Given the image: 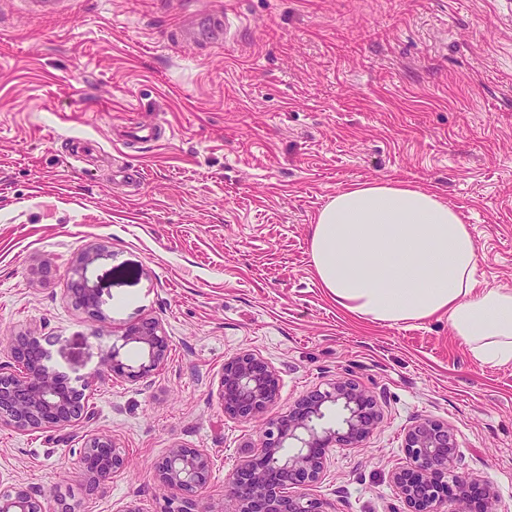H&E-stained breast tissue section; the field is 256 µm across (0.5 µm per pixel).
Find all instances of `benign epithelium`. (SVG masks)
I'll list each match as a JSON object with an SVG mask.
<instances>
[{"mask_svg":"<svg viewBox=\"0 0 512 512\" xmlns=\"http://www.w3.org/2000/svg\"><path fill=\"white\" fill-rule=\"evenodd\" d=\"M97 259L96 250L84 252L68 277L79 287L67 292L92 318L98 317L97 288L88 272ZM129 344L139 350L140 360L135 365L121 355V349ZM168 350L169 339L161 324L146 321L130 326L122 345H112L102 365L114 379H144L164 363ZM9 357V364L0 366V421L19 431H33L72 428L86 419V392L95 378H70L51 363V353L41 337L27 332L10 337ZM277 392L275 371L255 354L242 353L224 364L219 399L225 414L253 419L274 402ZM329 407L341 412L335 428L324 422ZM374 419V399L349 379L339 378L326 389L303 396L288 414L265 424L257 448L230 477L228 506L223 512H326L319 499L293 494L291 486L317 482L330 449L357 447ZM403 448L406 464L390 472L389 483L410 512H440L448 500L467 512L462 489L469 486L483 488L485 512H490L495 499L492 485L454 474L459 448L448 426L433 419L419 421L406 431ZM80 462L89 487L102 488L125 465V453L112 437L93 432L86 436ZM211 468V457L203 450L170 449L156 466V478L162 487L177 494L165 500L162 512H205L199 492ZM0 512H44V508L28 490L12 488L0 492Z\"/></svg>","mask_w":512,"mask_h":512,"instance_id":"obj_1","label":"benign epithelium"}]
</instances>
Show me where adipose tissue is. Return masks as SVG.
I'll return each mask as SVG.
<instances>
[{"label":"adipose tissue","instance_id":"1","mask_svg":"<svg viewBox=\"0 0 512 512\" xmlns=\"http://www.w3.org/2000/svg\"><path fill=\"white\" fill-rule=\"evenodd\" d=\"M309 254L313 278L350 319L444 317L475 365L512 366V289L480 286L471 227L437 193L395 180L337 192L315 216Z\"/></svg>","mask_w":512,"mask_h":512}]
</instances>
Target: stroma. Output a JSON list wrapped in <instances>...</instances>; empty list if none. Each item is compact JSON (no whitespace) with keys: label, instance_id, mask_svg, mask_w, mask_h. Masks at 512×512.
<instances>
[{"label":"stroma","instance_id":"stroma-1","mask_svg":"<svg viewBox=\"0 0 512 512\" xmlns=\"http://www.w3.org/2000/svg\"><path fill=\"white\" fill-rule=\"evenodd\" d=\"M377 179L448 201L480 284L512 289V0H0V365L24 331L73 377L132 324L159 320L170 344L147 379L96 380L86 429L0 424V487L47 512H160L155 466L183 446L210 455L218 510L264 423L219 401L225 362L250 352L279 379L268 415L338 378L376 402L307 489L326 512H408L388 474L424 418L512 512V366H475L444 318L352 321L312 276L317 212ZM90 248L97 322L64 293ZM89 430L126 450L94 494Z\"/></svg>","mask_w":512,"mask_h":512}]
</instances>
